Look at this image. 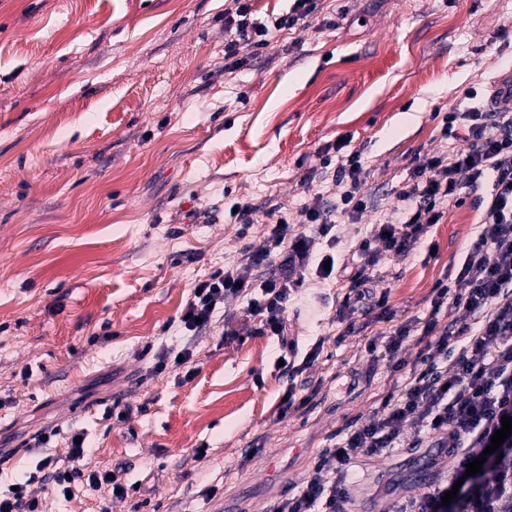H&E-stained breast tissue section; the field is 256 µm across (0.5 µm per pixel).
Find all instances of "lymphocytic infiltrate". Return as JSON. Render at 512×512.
Wrapping results in <instances>:
<instances>
[{
	"mask_svg": "<svg viewBox=\"0 0 512 512\" xmlns=\"http://www.w3.org/2000/svg\"><path fill=\"white\" fill-rule=\"evenodd\" d=\"M232 2L224 12V30L230 35L224 44L228 60L247 46L269 47L275 31L296 26L316 9V0H291L288 12L269 24L256 18L252 0ZM448 120L465 127L466 148L431 157L412 169L397 194L398 206L359 243L360 264L327 269L314 262L316 239L331 232L333 213L354 224L367 207L361 194L362 153L348 150L343 138L333 145L343 154L333 174L334 183L344 187L338 210L315 204L299 211L297 224L277 220L267 240L245 252L250 265L266 270L263 280L252 283L224 269L192 288L181 319L186 331L209 329L227 299L246 298L243 316L257 319L261 334L276 337L285 370L301 375L322 350L317 343L299 354L296 342L288 337V305L308 274L349 281L353 296L339 311L344 320H352L366 306L385 309L387 298L375 296L370 286L373 268L387 255L408 257L430 226L439 222L444 208L462 205L466 195L483 183L492 186L476 239L454 284L441 282L434 290L415 360L409 363L402 356L412 331L407 323L392 328L383 342L367 345L371 351L383 348L395 369H407L401 388L390 392L381 407L340 443L323 449L295 492L274 501L268 512H339L358 482L352 470L355 458L422 446L448 451L453 458L451 476L423 484L396 512H448L452 507L457 512H512V446H499L491 455L485 452L502 427V417H512V88L502 105L487 111L453 107ZM307 224L318 225L317 235L304 232ZM443 312L451 319L442 329L438 316ZM86 453V443L71 444L69 464L63 469L53 467L50 459L39 460L27 483L0 492V512H41L38 499L26 492L31 482L49 485L61 497L81 482L96 489L109 487L112 496L124 497L126 488L116 474L85 473ZM479 457L487 464L477 484L455 492L453 506L443 505L445 493L464 475L467 463Z\"/></svg>",
	"mask_w": 512,
	"mask_h": 512,
	"instance_id": "f902f5d3",
	"label": "lymphocytic infiltrate"
}]
</instances>
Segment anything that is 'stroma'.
Listing matches in <instances>:
<instances>
[{
    "label": "stroma",
    "instance_id": "35a3bbf8",
    "mask_svg": "<svg viewBox=\"0 0 512 512\" xmlns=\"http://www.w3.org/2000/svg\"><path fill=\"white\" fill-rule=\"evenodd\" d=\"M231 0H0V490L44 457L67 464L87 435L86 471L121 472L127 496L38 483L43 512H266L314 458L361 424L405 375L366 344L431 310L455 277L489 188L445 210L408 258L385 257L373 287L387 319L349 331L348 280H309L288 305L314 366L278 368L276 337L223 315L191 335L179 316L217 268L253 279L246 247L273 216L295 218L332 180L301 183L319 148L364 158L358 223L338 218L337 262L383 222L411 169L463 148L443 131L512 67V0H320L260 54L224 67ZM253 205L238 223L234 203ZM192 345L189 367L159 369ZM308 397L280 417L287 389ZM50 432L48 447L22 442ZM354 512L396 501L449 471L431 449L359 456Z\"/></svg>",
    "mask_w": 512,
    "mask_h": 512
}]
</instances>
